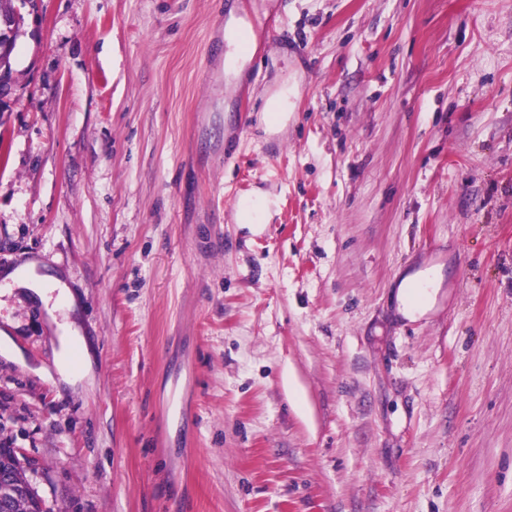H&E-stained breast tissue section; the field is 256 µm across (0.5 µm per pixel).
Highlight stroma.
<instances>
[{
  "label": "stroma",
  "instance_id": "stroma-1",
  "mask_svg": "<svg viewBox=\"0 0 512 512\" xmlns=\"http://www.w3.org/2000/svg\"><path fill=\"white\" fill-rule=\"evenodd\" d=\"M248 8L284 36L235 73ZM24 15L0 270L60 277L80 341L63 379L0 288V434L48 512H512V0ZM258 195L260 222L229 203ZM443 276L441 271L425 270L419 271L409 277H407L397 291V299L400 304V311L407 317H412L415 314H423L426 312L433 301L434 295L437 292ZM424 280L428 283L429 287L426 293L425 299L421 303H413L411 301L410 288L417 281Z\"/></svg>",
  "mask_w": 512,
  "mask_h": 512
}]
</instances>
